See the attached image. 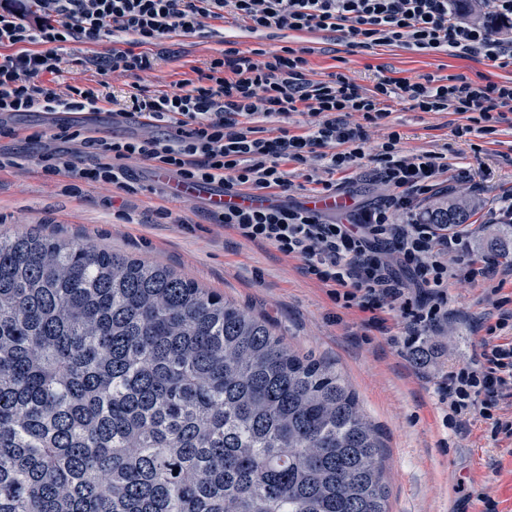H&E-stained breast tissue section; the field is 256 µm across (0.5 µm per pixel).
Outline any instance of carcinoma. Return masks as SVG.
<instances>
[{"instance_id":"carcinoma-1","label":"carcinoma","mask_w":512,"mask_h":512,"mask_svg":"<svg viewBox=\"0 0 512 512\" xmlns=\"http://www.w3.org/2000/svg\"><path fill=\"white\" fill-rule=\"evenodd\" d=\"M381 448L265 320L164 266L0 234V512H389Z\"/></svg>"}]
</instances>
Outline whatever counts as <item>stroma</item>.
Returning <instances> with one entry per match:
<instances>
[{
  "label": "stroma",
  "mask_w": 512,
  "mask_h": 512,
  "mask_svg": "<svg viewBox=\"0 0 512 512\" xmlns=\"http://www.w3.org/2000/svg\"><path fill=\"white\" fill-rule=\"evenodd\" d=\"M236 32L235 25L212 22L196 34L164 39L152 48L158 58L154 71L113 77L108 91L121 99L136 88L172 90ZM114 45L110 35L96 47L67 44L59 85L95 83L99 73L92 58ZM309 61L312 78L341 70L366 88L383 74L411 78L483 71L496 81L512 79L510 69H488L478 59L449 54L422 55L401 47L349 54L326 35ZM460 121L456 114L417 112L401 103L384 126L368 130L373 147L392 128L400 132L405 153L447 150L448 189L424 206L468 203L470 258L487 270L486 279L452 287L448 321L428 331L431 355L425 360L401 353L357 309L336 305L302 272L300 260L257 248L225 231L201 205L163 198L146 186L149 162L125 164L139 190L135 196L46 174L39 161L45 148L64 162L73 159L75 146L50 142L54 121L40 112L0 120V152L16 157L15 167L0 171V233L36 231L159 264L267 318L286 347L341 374L380 429L391 512H484L489 501L495 512H512V437L492 436L479 418L456 432L447 427L440 402L442 373L467 363L496 326L501 309H512V228L489 221L498 195L512 188V126L500 125L473 144L454 136Z\"/></svg>",
  "instance_id": "1"
}]
</instances>
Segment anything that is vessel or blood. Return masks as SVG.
Instances as JSON below:
<instances>
[{
	"label": "vessel or blood",
	"instance_id": "obj_1",
	"mask_svg": "<svg viewBox=\"0 0 512 512\" xmlns=\"http://www.w3.org/2000/svg\"><path fill=\"white\" fill-rule=\"evenodd\" d=\"M151 181L164 187L173 199L204 200L209 210L218 215L231 206L258 207L268 202L267 196L262 194L249 191H227L216 183H191L179 178L173 172L162 169L153 170ZM351 204V199L339 195H314L307 201L308 208L319 213L343 211Z\"/></svg>",
	"mask_w": 512,
	"mask_h": 512
}]
</instances>
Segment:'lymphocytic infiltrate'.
<instances>
[{"instance_id":"1","label":"lymphocytic infiltrate","mask_w":512,"mask_h":512,"mask_svg":"<svg viewBox=\"0 0 512 512\" xmlns=\"http://www.w3.org/2000/svg\"><path fill=\"white\" fill-rule=\"evenodd\" d=\"M487 8V20L472 22L456 0H0V118L96 112L107 102L113 120L167 124L161 139H103L79 125L55 128L54 140L94 150L99 161L86 168L46 154L45 172L128 194L134 187L123 163L142 159L190 182L285 195L301 181L330 195L337 191L335 174L356 168L364 157L366 129L388 118L391 101L459 114L456 136L481 138L498 125H512V80L426 73L383 76L366 89L342 72L310 79L309 47L244 53L228 40L174 90L122 101L97 86L60 88L64 44H98L108 29L132 36L135 49L116 48L96 62L104 75L135 74L154 70L149 48L171 33L189 35L205 22L230 19L250 34L330 32L352 53L398 46L512 69V0H488ZM294 115L304 121L293 131L287 122ZM400 139L389 132L374 155L384 197L350 223L273 203L225 209L220 222L254 245L302 260L305 273L328 288L337 305L367 313L369 325L382 330L388 315L400 317L403 329L390 341L416 355L425 351V331L448 319L452 281L462 275L474 282L485 270L471 264L458 271L468 250L461 234L417 217L418 205L436 194L450 168L447 153L408 155ZM442 379L451 427L479 417L490 422L492 434L512 433V420L500 412L512 399V343L483 339L475 361L448 369Z\"/></svg>"}]
</instances>
